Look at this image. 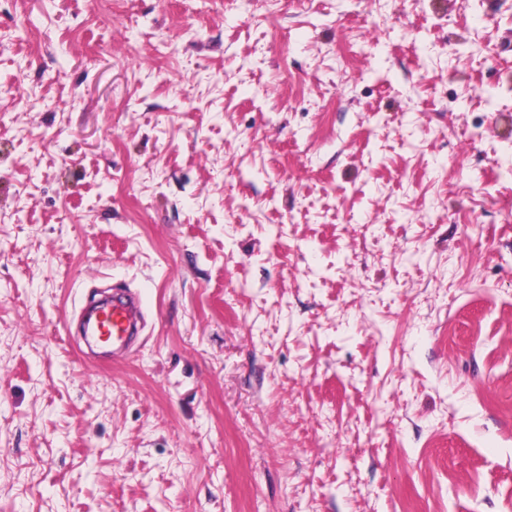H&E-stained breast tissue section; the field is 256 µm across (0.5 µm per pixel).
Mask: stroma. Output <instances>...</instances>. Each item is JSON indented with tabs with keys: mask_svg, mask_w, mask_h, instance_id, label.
<instances>
[{
	"mask_svg": "<svg viewBox=\"0 0 512 512\" xmlns=\"http://www.w3.org/2000/svg\"><path fill=\"white\" fill-rule=\"evenodd\" d=\"M0 512H512V0H0ZM139 319L140 309L136 299L124 292L115 293L111 300L99 307L86 335L97 341L107 335L112 337L113 346L123 348L137 334Z\"/></svg>",
	"mask_w": 512,
	"mask_h": 512,
	"instance_id": "35a3bbf8",
	"label": "stroma"
}]
</instances>
